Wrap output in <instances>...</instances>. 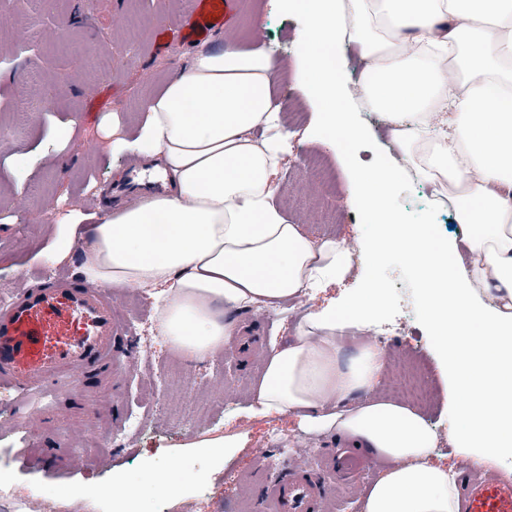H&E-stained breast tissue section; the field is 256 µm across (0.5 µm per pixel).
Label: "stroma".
<instances>
[{"label":"stroma","instance_id":"1","mask_svg":"<svg viewBox=\"0 0 512 512\" xmlns=\"http://www.w3.org/2000/svg\"><path fill=\"white\" fill-rule=\"evenodd\" d=\"M191 5L192 0H30L20 12L13 0H0V303L37 277L73 276L69 263L45 264L42 253L64 232L72 213L96 212L105 199L116 198L132 160L113 156V124L134 131L143 103L193 51L227 36L247 47L261 44L281 66L276 100L296 101L300 128L314 122L315 109L294 79V63L304 51L303 15L286 9L284 0H236L224 32L158 50L155 27L178 26ZM259 16L266 21L261 33L254 26ZM357 118L368 136L351 148L352 162L371 168L381 158L397 157L383 119L364 111ZM292 145L275 197L289 223L317 238L366 237L369 227L348 202L333 152L312 141L296 139ZM427 195V188L407 178L393 203L410 221L437 224L440 237H461L454 217L430 213ZM373 275L383 283L387 304L362 336L368 340L373 329H388V364L408 358L423 367L432 398L417 411L437 436L436 457L461 468L466 461L454 454L448 438V383L437 338L427 327L412 270L398 256L375 264L362 251L344 283L326 295L345 301ZM300 320L276 305L243 314L240 324L258 334L259 356L244 359L232 343L221 358L191 363L172 354L153 322L115 348L111 365L80 376L71 388L43 389L46 403L0 385V512H43L35 495L39 488L62 497L67 512H113L99 493L118 472L137 485L152 512H237L238 503L258 505L277 480L254 451L274 447L279 436H299L308 447L303 463L323 474L336 436L299 432L290 416L248 413L272 338L294 336ZM146 342L170 358L167 392L157 391L149 379L152 363L141 358ZM137 407L143 427L112 443L110 465L98 466L90 458L83 468H68L72 449L106 423L125 422ZM229 432L239 436L237 454L214 465L215 455L204 443ZM172 458L182 464L176 493L150 482L151 470L165 469Z\"/></svg>","mask_w":512,"mask_h":512}]
</instances>
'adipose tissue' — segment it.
<instances>
[{"instance_id":"1","label":"adipose tissue","mask_w":512,"mask_h":512,"mask_svg":"<svg viewBox=\"0 0 512 512\" xmlns=\"http://www.w3.org/2000/svg\"><path fill=\"white\" fill-rule=\"evenodd\" d=\"M288 4L306 20L299 88L317 109L314 140L363 134L335 47L355 42L370 63L359 100L385 115L402 160L353 171V200L372 217L365 245L416 272L448 376L456 454L504 467L512 460V0ZM276 78L265 50L233 39L197 51L144 103L134 136L112 128L113 155L158 164L169 194L78 216L43 254L52 264L75 258L91 283L153 289L162 336L191 361L223 353L239 313L314 296L350 271L345 240L313 239L274 202L291 148ZM408 169L467 227L465 259L454 241L392 206ZM384 305L374 279L343 305L308 310L294 338L267 357L256 406L387 460L362 512H458L455 474L434 462L430 426L375 393L384 352L367 341L345 350L343 332L366 328Z\"/></svg>"}]
</instances>
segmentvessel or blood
I'll list each match as a JSON object with an SVG mask.
<instances>
[{"label": "vessel or blood", "instance_id": "b4317fda", "mask_svg": "<svg viewBox=\"0 0 512 512\" xmlns=\"http://www.w3.org/2000/svg\"><path fill=\"white\" fill-rule=\"evenodd\" d=\"M230 0H193L179 30L199 40L228 22ZM111 294L58 275L20 288L0 309V382L25 395L106 363L125 336ZM461 512H512V483L471 468L458 483ZM323 483L300 462H289L268 489L264 512H323Z\"/></svg>", "mask_w": 512, "mask_h": 512}]
</instances>
